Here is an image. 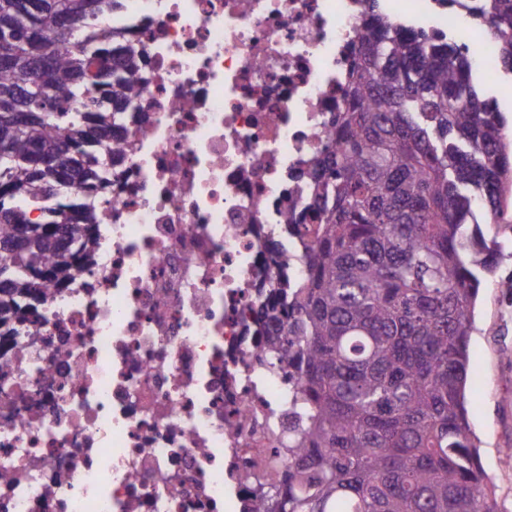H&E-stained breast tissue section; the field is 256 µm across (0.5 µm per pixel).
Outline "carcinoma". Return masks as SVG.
Segmentation results:
<instances>
[{
  "label": "carcinoma",
  "instance_id": "1",
  "mask_svg": "<svg viewBox=\"0 0 512 512\" xmlns=\"http://www.w3.org/2000/svg\"><path fill=\"white\" fill-rule=\"evenodd\" d=\"M121 3L0 0L1 337L37 330L48 290L94 263L99 212L59 186H112V133L137 111L146 60L127 45L112 65ZM361 15L336 149L307 172L321 218L307 273L270 281L260 316L268 365L297 373L303 425L247 512H499L466 387L481 274L500 252L480 217L512 184L505 120L454 38L395 24L378 0ZM465 19L512 73V0H469Z\"/></svg>",
  "mask_w": 512,
  "mask_h": 512
}]
</instances>
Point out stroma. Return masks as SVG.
<instances>
[{
  "label": "stroma",
  "mask_w": 512,
  "mask_h": 512,
  "mask_svg": "<svg viewBox=\"0 0 512 512\" xmlns=\"http://www.w3.org/2000/svg\"><path fill=\"white\" fill-rule=\"evenodd\" d=\"M502 255L480 289L469 341L466 406L499 512H512V191L498 223L482 225Z\"/></svg>",
  "instance_id": "1"
}]
</instances>
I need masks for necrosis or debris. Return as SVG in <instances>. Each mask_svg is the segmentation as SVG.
Here are the masks:
<instances>
[{
  "instance_id": "necrosis-or-debris-1",
  "label": "necrosis or debris",
  "mask_w": 512,
  "mask_h": 512,
  "mask_svg": "<svg viewBox=\"0 0 512 512\" xmlns=\"http://www.w3.org/2000/svg\"><path fill=\"white\" fill-rule=\"evenodd\" d=\"M387 13L464 33L438 0ZM147 49L91 270L0 343V512H245L288 460L292 368L257 333L290 220H318L305 173L331 117L361 0H125Z\"/></svg>"
}]
</instances>
